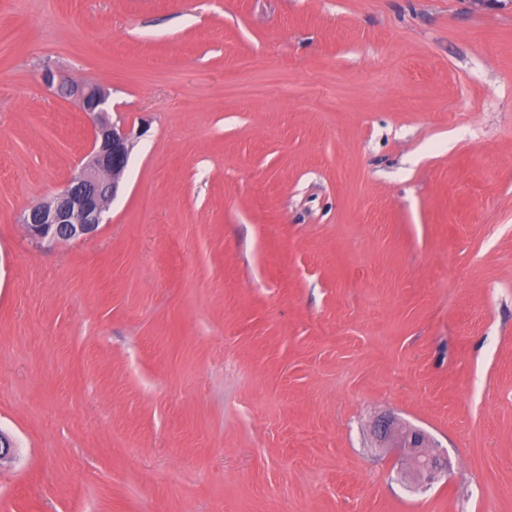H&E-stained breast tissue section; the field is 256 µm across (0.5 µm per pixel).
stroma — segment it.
I'll use <instances>...</instances> for the list:
<instances>
[{"label": "stroma", "mask_w": 512, "mask_h": 512, "mask_svg": "<svg viewBox=\"0 0 512 512\" xmlns=\"http://www.w3.org/2000/svg\"><path fill=\"white\" fill-rule=\"evenodd\" d=\"M48 65L139 133L54 246ZM0 431V512H512V0H0ZM381 438L392 441L397 447L409 449L408 468L414 481H434L440 477L441 468L437 460L427 452L426 437L419 431H413L399 438H394L388 424L381 426Z\"/></svg>", "instance_id": "stroma-1"}]
</instances>
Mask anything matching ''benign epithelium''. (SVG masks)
Returning <instances> with one entry per match:
<instances>
[{
  "label": "benign epithelium",
  "mask_w": 512,
  "mask_h": 512,
  "mask_svg": "<svg viewBox=\"0 0 512 512\" xmlns=\"http://www.w3.org/2000/svg\"><path fill=\"white\" fill-rule=\"evenodd\" d=\"M74 100L93 130L85 162L53 198L34 205L24 217L27 234L41 242H67L92 237L102 222V213L116 197L119 181L127 168L134 140L131 131L102 119L108 95L100 86L58 85ZM381 438L409 449V474L415 481L440 477L437 460L427 452L426 437L413 431L399 438L389 425L381 426Z\"/></svg>",
  "instance_id": "obj_1"
}]
</instances>
